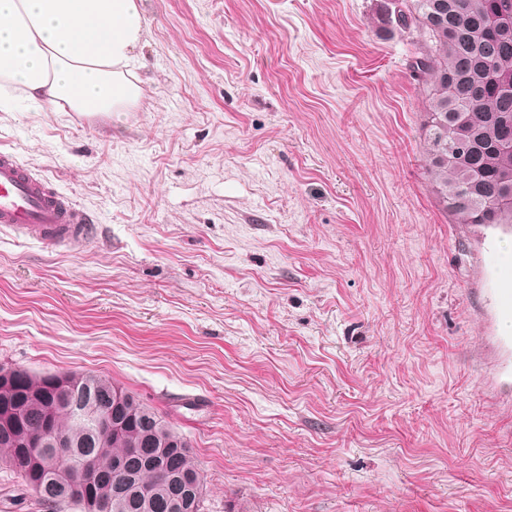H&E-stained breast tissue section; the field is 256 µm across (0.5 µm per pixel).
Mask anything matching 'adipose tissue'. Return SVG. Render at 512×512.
Listing matches in <instances>:
<instances>
[{
	"instance_id": "1",
	"label": "adipose tissue",
	"mask_w": 512,
	"mask_h": 512,
	"mask_svg": "<svg viewBox=\"0 0 512 512\" xmlns=\"http://www.w3.org/2000/svg\"><path fill=\"white\" fill-rule=\"evenodd\" d=\"M147 28L137 0H0V112L108 115L141 96L132 64Z\"/></svg>"
}]
</instances>
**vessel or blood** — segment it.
I'll return each instance as SVG.
<instances>
[{"label":"vessel or blood","instance_id":"obj_1","mask_svg":"<svg viewBox=\"0 0 512 512\" xmlns=\"http://www.w3.org/2000/svg\"><path fill=\"white\" fill-rule=\"evenodd\" d=\"M90 218L53 183L23 165L11 151H0V228L46 245L72 249L88 240Z\"/></svg>","mask_w":512,"mask_h":512}]
</instances>
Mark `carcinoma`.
Masks as SVG:
<instances>
[{
    "mask_svg": "<svg viewBox=\"0 0 512 512\" xmlns=\"http://www.w3.org/2000/svg\"><path fill=\"white\" fill-rule=\"evenodd\" d=\"M396 26L416 35L410 64L425 93L421 143L425 166L439 209L457 224H512V204L498 205L512 187V28L496 24L512 16V0H395ZM54 375L17 370L10 397L18 420L0 456L13 460V472L26 488L33 476L26 452H42L45 401L60 404L56 430L74 449L76 461H89L103 474L95 489L108 512H206V499L180 510L188 486H204L187 440L134 395L97 375L71 376L85 389L91 406L68 410L54 389ZM114 412L119 422L100 430L98 415ZM123 458L135 479L132 493L112 494V460ZM168 475L160 481L159 472ZM40 501L49 512H88L82 493L64 479L43 481Z\"/></svg>",
    "mask_w": 512,
    "mask_h": 512,
    "instance_id": "carcinoma-1",
    "label": "carcinoma"
}]
</instances>
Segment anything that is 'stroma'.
<instances>
[{
  "label": "stroma",
  "instance_id": "1",
  "mask_svg": "<svg viewBox=\"0 0 512 512\" xmlns=\"http://www.w3.org/2000/svg\"><path fill=\"white\" fill-rule=\"evenodd\" d=\"M139 5L136 105L0 112L92 226L0 232V364L157 410L209 512H512V224L437 206L392 0Z\"/></svg>",
  "mask_w": 512,
  "mask_h": 512
}]
</instances>
